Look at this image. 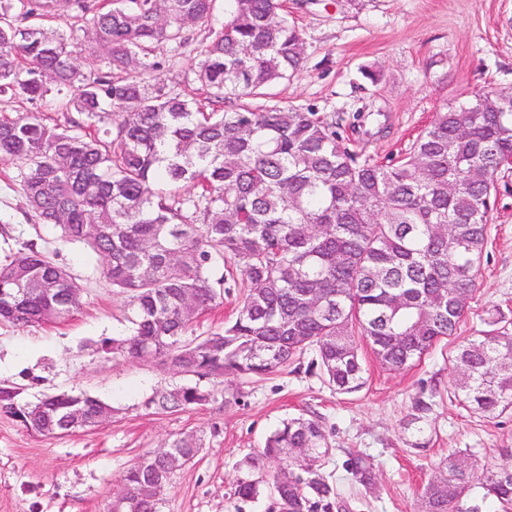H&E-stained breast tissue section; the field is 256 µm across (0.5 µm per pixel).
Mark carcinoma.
Wrapping results in <instances>:
<instances>
[{"label":"carcinoma","mask_w":512,"mask_h":512,"mask_svg":"<svg viewBox=\"0 0 512 512\" xmlns=\"http://www.w3.org/2000/svg\"><path fill=\"white\" fill-rule=\"evenodd\" d=\"M216 2L0 0V93L81 116L54 126L36 115L0 119V160L19 164L35 216L101 257L103 277L128 298V333L102 340V351L192 378L146 406H201L211 393L199 380L264 377L308 352V369L333 390L357 392L362 344L382 367L401 371L457 335L460 299L475 290L488 243L495 180L512 158V91L479 90L437 112L399 157L363 159L342 125L313 106L267 103L303 70L288 0H224L221 21ZM74 12L90 15L89 70L74 62L82 42L67 24ZM51 19L61 21L52 31ZM199 22L210 36L191 81L220 111H204L155 75L157 52H178L186 26ZM88 224L112 235L90 236ZM230 281L243 290L235 315L189 338ZM73 287L65 268L27 243L0 265V321L47 323L50 307L61 321ZM455 362L462 406L488 419L512 410L511 333L480 332L457 348ZM18 395L0 388V411L44 436L112 417L111 405L82 393L78 423L60 393L34 405ZM435 406L433 390L411 404L404 430L418 452L430 447ZM166 447L171 456L149 452L126 471V495L112 512H159L169 474L202 443L187 434ZM331 451L319 418L284 420L264 444L280 473L268 484L248 457L234 495L249 502L269 490L279 512H349L324 470ZM343 469L353 483L377 484L364 455H350ZM438 470L418 512H512V466L483 471L475 505L469 454L448 453Z\"/></svg>","instance_id":"carcinoma-1"}]
</instances>
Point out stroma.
Instances as JSON below:
<instances>
[{"instance_id":"stroma-1","label":"stroma","mask_w":512,"mask_h":512,"mask_svg":"<svg viewBox=\"0 0 512 512\" xmlns=\"http://www.w3.org/2000/svg\"><path fill=\"white\" fill-rule=\"evenodd\" d=\"M305 43V69L276 89L280 105L363 114L354 149L378 161L399 155L443 107L487 86L512 90V0H288ZM179 54L161 53V80L205 94L188 75L208 26L189 25ZM379 73L378 82L367 72ZM34 242L81 287L65 320L19 327L0 322V388L23 403L55 392L85 393L112 407L92 429L45 437L0 412V512H109L123 473L167 440L193 434L203 448L174 470L160 512H277L273 497L239 504V464L260 456L266 436L290 417L320 416L333 445V472L353 512H417L423 486L452 449H471L481 468L512 463V411L485 419L453 396L452 357L468 337L501 322L512 332V172L497 178V197L477 286L456 337L410 369L383 368L362 347L364 387L333 392L318 374L292 362L261 379L232 375L203 380V406L159 412L144 401L184 382L156 364L128 362L100 349L125 335L126 300L102 275L103 262L83 245L62 239L28 208L18 166L0 161V263ZM436 390L433 445L426 455L407 444L403 423L413 398ZM370 454L377 489L350 486L342 468L349 453Z\"/></svg>"}]
</instances>
